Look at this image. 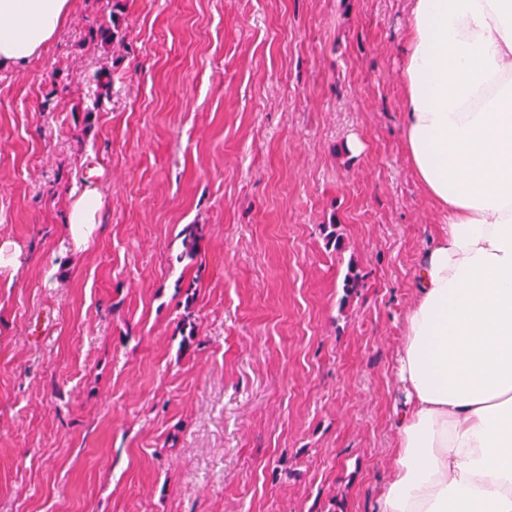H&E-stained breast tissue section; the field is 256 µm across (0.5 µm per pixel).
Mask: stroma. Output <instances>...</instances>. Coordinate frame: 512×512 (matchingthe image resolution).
<instances>
[{
    "mask_svg": "<svg viewBox=\"0 0 512 512\" xmlns=\"http://www.w3.org/2000/svg\"><path fill=\"white\" fill-rule=\"evenodd\" d=\"M408 12L75 0L0 70V512H377L447 221L403 148ZM102 205L101 196L92 190H84L72 201L67 218L70 239L77 249L87 248L98 224L96 216Z\"/></svg>",
    "mask_w": 512,
    "mask_h": 512,
    "instance_id": "1",
    "label": "stroma"
}]
</instances>
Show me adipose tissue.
Here are the masks:
<instances>
[{
	"label": "adipose tissue",
	"mask_w": 512,
	"mask_h": 512,
	"mask_svg": "<svg viewBox=\"0 0 512 512\" xmlns=\"http://www.w3.org/2000/svg\"><path fill=\"white\" fill-rule=\"evenodd\" d=\"M75 0H0V68L37 58ZM403 144L448 218L415 273L378 512H512V0H411ZM102 201H72L75 248Z\"/></svg>",
	"instance_id": "obj_1"
}]
</instances>
